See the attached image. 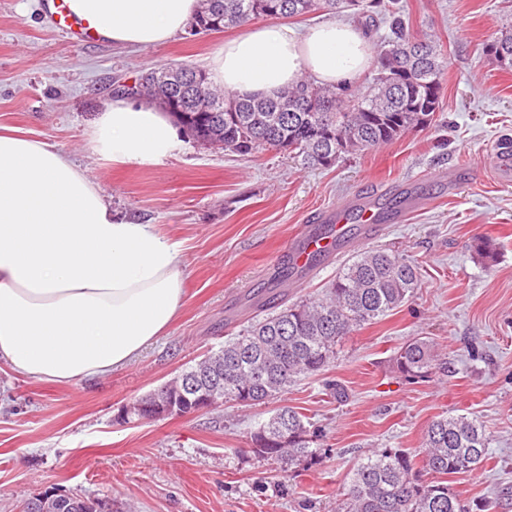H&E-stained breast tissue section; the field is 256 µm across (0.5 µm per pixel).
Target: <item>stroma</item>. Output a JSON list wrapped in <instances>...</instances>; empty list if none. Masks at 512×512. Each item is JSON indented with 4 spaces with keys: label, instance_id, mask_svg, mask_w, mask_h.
I'll list each match as a JSON object with an SVG mask.
<instances>
[{
    "label": "stroma",
    "instance_id": "stroma-1",
    "mask_svg": "<svg viewBox=\"0 0 512 512\" xmlns=\"http://www.w3.org/2000/svg\"><path fill=\"white\" fill-rule=\"evenodd\" d=\"M410 30L443 44L447 68L436 121L328 167L306 168L275 150L240 156L181 135L143 165L103 159L91 132L117 85L162 65L207 69L237 28L183 33L160 46L73 41L41 0H0V126L38 137L99 184L115 212L159 225L189 270L179 319L132 363L61 385L0 369V512H22L45 489L103 500L110 512H334L354 468L379 448L422 456L427 426L446 413L476 419L488 458L452 474L468 503L512 512V178L492 157L512 136V69L482 53L498 37L504 0H400ZM410 186L423 202L360 248L401 251L420 268L403 307L346 337L321 375L247 409L119 422L126 406L217 350L254 314V294L276 310L321 295L340 266L278 289L292 239L325 209ZM486 237L492 255L470 244ZM433 340L447 375L409 383L393 357L414 337ZM332 380L346 391L336 401ZM284 405L320 426L321 458L282 471L258 459L249 433Z\"/></svg>",
    "mask_w": 512,
    "mask_h": 512
}]
</instances>
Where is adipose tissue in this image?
<instances>
[{"instance_id": "ef3b65f1", "label": "adipose tissue", "mask_w": 512, "mask_h": 512, "mask_svg": "<svg viewBox=\"0 0 512 512\" xmlns=\"http://www.w3.org/2000/svg\"><path fill=\"white\" fill-rule=\"evenodd\" d=\"M198 0H71L112 43L144 47L182 34ZM363 28L326 21L298 32L245 26L209 62L214 85L272 96L309 75L354 83L369 67ZM179 129L125 96L92 139L117 164L170 155ZM186 269L157 225L113 214L98 183L49 143L0 132V362L16 374L69 384L131 363L177 320Z\"/></svg>"}]
</instances>
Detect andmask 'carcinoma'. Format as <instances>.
I'll return each instance as SVG.
<instances>
[{
	"label": "carcinoma",
	"instance_id": "cac0c4a2",
	"mask_svg": "<svg viewBox=\"0 0 512 512\" xmlns=\"http://www.w3.org/2000/svg\"><path fill=\"white\" fill-rule=\"evenodd\" d=\"M389 19L391 36L375 44L374 73L353 87L323 86L311 79L273 98L239 96L209 81L193 82L190 66L163 67L151 79L187 87L189 102L177 103L183 126L203 128L224 142V151L248 156L279 149L300 158L306 167L329 166L347 154L387 144L407 130L425 126L439 108L447 54L427 36L411 32L396 0H208L193 21L217 20L221 28L253 19H280L320 10ZM486 57L512 67V24L483 47ZM222 110L218 125L199 121L191 104ZM417 266L389 248L356 253L326 285L325 293L252 320L206 358L183 370L196 379L197 392L220 384L224 403L238 408L261 404L288 390L298 379L316 376L336 359V346L359 327L405 305L418 288ZM397 372L407 381H427L448 366L440 363L434 344L422 337L396 352ZM321 435L307 417L285 406L250 432L253 453L285 471L299 461L320 459L312 447ZM424 481L411 453L379 448L352 472L340 493L336 512H491L490 502L470 506L448 486L445 477L471 471L488 456L489 437L475 419L441 415L422 438Z\"/></svg>",
	"mask_w": 512,
	"mask_h": 512
}]
</instances>
